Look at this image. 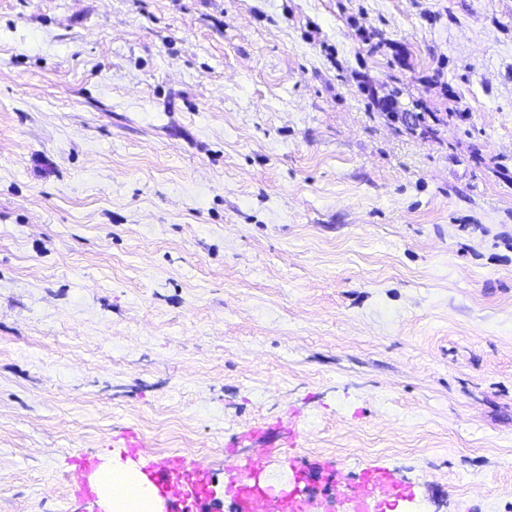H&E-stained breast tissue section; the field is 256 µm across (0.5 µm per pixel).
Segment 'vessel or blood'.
I'll return each instance as SVG.
<instances>
[{
  "instance_id": "vessel-or-blood-1",
  "label": "vessel or blood",
  "mask_w": 512,
  "mask_h": 512,
  "mask_svg": "<svg viewBox=\"0 0 512 512\" xmlns=\"http://www.w3.org/2000/svg\"><path fill=\"white\" fill-rule=\"evenodd\" d=\"M296 438L267 452L265 459L238 468L237 481L228 491L240 512H303L301 470L293 468ZM165 497L170 512H202L213 496L211 474L202 464L182 457H147L142 467ZM326 483L336 487L349 512H383L390 500L403 496L404 487L390 470L376 466L362 470L357 480L345 481L341 470L328 471Z\"/></svg>"
}]
</instances>
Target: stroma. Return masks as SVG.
Returning <instances> with one entry per match:
<instances>
[{"instance_id":"stroma-1","label":"stroma","mask_w":512,"mask_h":512,"mask_svg":"<svg viewBox=\"0 0 512 512\" xmlns=\"http://www.w3.org/2000/svg\"><path fill=\"white\" fill-rule=\"evenodd\" d=\"M128 427L512 512V0H0V512Z\"/></svg>"}]
</instances>
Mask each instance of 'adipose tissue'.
<instances>
[{
	"instance_id": "obj_1",
	"label": "adipose tissue",
	"mask_w": 512,
	"mask_h": 512,
	"mask_svg": "<svg viewBox=\"0 0 512 512\" xmlns=\"http://www.w3.org/2000/svg\"><path fill=\"white\" fill-rule=\"evenodd\" d=\"M87 480L102 512H162L164 508L157 488L133 462L106 458Z\"/></svg>"
}]
</instances>
